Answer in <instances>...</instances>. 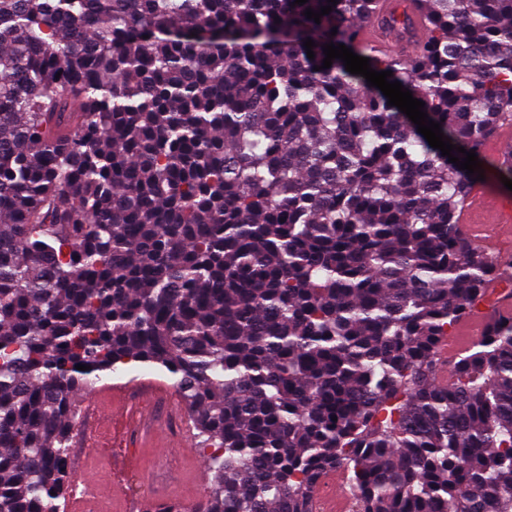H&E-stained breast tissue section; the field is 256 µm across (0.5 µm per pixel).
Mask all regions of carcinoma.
<instances>
[{
    "label": "carcinoma",
    "instance_id": "1",
    "mask_svg": "<svg viewBox=\"0 0 512 512\" xmlns=\"http://www.w3.org/2000/svg\"><path fill=\"white\" fill-rule=\"evenodd\" d=\"M0 0V512H61L78 396L164 369L208 494L192 512H512V314L439 380L512 262L458 206L476 176L344 62L512 177V0ZM336 35H331L332 29ZM312 39L315 58L304 46ZM88 370L76 369V365ZM337 420H332V417ZM361 33L366 43L389 54H400L409 50L407 46L387 41L376 22L364 24ZM488 319L483 314H475L468 319L464 320L458 330L456 336L452 341L448 342L445 340L440 345V351H442L445 358H448V354H452L457 349L467 345L474 338L481 336L486 329ZM334 494L329 499L323 498L321 486L313 492L315 512H349L351 509L350 494L343 486L340 476L336 474V484L333 485Z\"/></svg>",
    "mask_w": 512,
    "mask_h": 512
}]
</instances>
